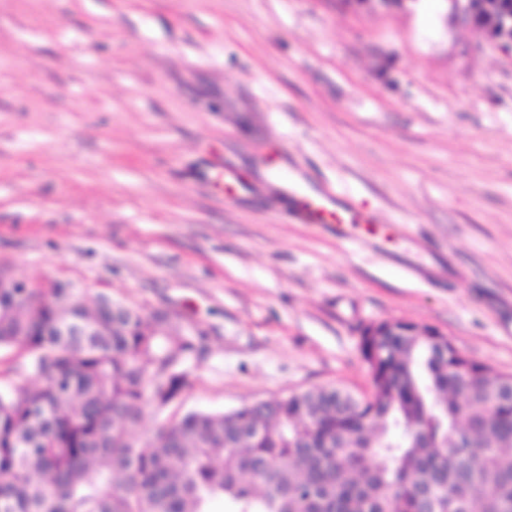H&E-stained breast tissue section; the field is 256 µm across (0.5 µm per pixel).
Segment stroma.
<instances>
[{"label": "stroma", "instance_id": "stroma-1", "mask_svg": "<svg viewBox=\"0 0 512 512\" xmlns=\"http://www.w3.org/2000/svg\"><path fill=\"white\" fill-rule=\"evenodd\" d=\"M450 0H0V266L209 334L180 407L370 392L360 324L512 375V54ZM364 224L296 219L286 178Z\"/></svg>", "mask_w": 512, "mask_h": 512}]
</instances>
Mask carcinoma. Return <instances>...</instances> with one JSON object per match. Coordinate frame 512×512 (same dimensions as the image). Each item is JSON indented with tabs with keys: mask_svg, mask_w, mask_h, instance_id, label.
I'll return each mask as SVG.
<instances>
[{
	"mask_svg": "<svg viewBox=\"0 0 512 512\" xmlns=\"http://www.w3.org/2000/svg\"><path fill=\"white\" fill-rule=\"evenodd\" d=\"M206 332L0 267V512H512V375L428 326L361 328L369 399L294 391L137 426L190 389Z\"/></svg>",
	"mask_w": 512,
	"mask_h": 512,
	"instance_id": "cac0c4a2",
	"label": "carcinoma"
}]
</instances>
